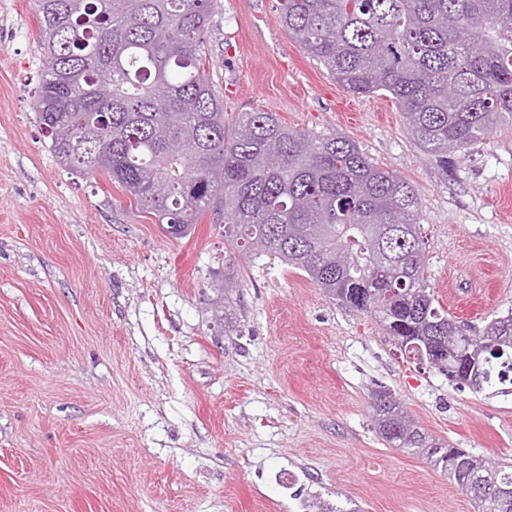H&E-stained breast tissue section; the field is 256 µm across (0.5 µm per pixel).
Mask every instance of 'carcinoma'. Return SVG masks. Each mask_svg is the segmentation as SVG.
Listing matches in <instances>:
<instances>
[{"label":"carcinoma","mask_w":512,"mask_h":512,"mask_svg":"<svg viewBox=\"0 0 512 512\" xmlns=\"http://www.w3.org/2000/svg\"><path fill=\"white\" fill-rule=\"evenodd\" d=\"M43 56L37 119L54 156L106 175L136 210L175 238L205 215L249 255L306 274L366 311L413 359L461 325L424 277L418 189L336 133L288 127L278 113L224 112L206 74L215 0H35ZM283 27L349 93L388 96L407 132L441 163L512 120V0H283ZM176 142L180 151L169 145ZM512 352V312L435 368L454 379L461 355L486 364ZM375 429L462 486L479 458L429 434L386 391L372 394ZM512 489V463H491ZM478 512L512 501L474 499Z\"/></svg>","instance_id":"1"}]
</instances>
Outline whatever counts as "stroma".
<instances>
[{
    "mask_svg": "<svg viewBox=\"0 0 512 512\" xmlns=\"http://www.w3.org/2000/svg\"><path fill=\"white\" fill-rule=\"evenodd\" d=\"M207 71L228 113L339 133L421 197L429 288L469 331L512 310V122L448 164L396 104L307 57L282 0H216ZM33 0H0V512H476L377 434L386 390L431 435L512 462V386L449 382L304 273L240 261L224 227L169 236L103 175L61 165L36 120Z\"/></svg>",
    "mask_w": 512,
    "mask_h": 512,
    "instance_id": "obj_1",
    "label": "stroma"
}]
</instances>
